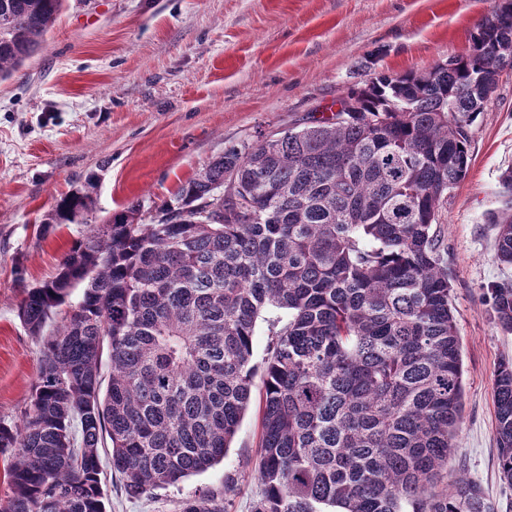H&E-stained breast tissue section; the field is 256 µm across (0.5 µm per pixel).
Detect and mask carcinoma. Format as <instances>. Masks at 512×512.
<instances>
[{
    "mask_svg": "<svg viewBox=\"0 0 512 512\" xmlns=\"http://www.w3.org/2000/svg\"><path fill=\"white\" fill-rule=\"evenodd\" d=\"M62 7L0 0V81ZM500 47L512 0H494L469 54L377 73L340 112L224 149L152 216L138 202L113 213L25 289L18 317L40 362L21 422L0 421V512H107L103 454L131 497L221 462L251 400L257 319L274 309L286 316L268 318L254 512H498L466 475L442 484L464 386L441 225L487 89L512 74ZM95 189L90 176L62 197L38 235L89 210ZM489 223L512 268V213ZM488 294L512 333V282ZM494 401L512 485L510 361ZM231 492L179 512H226Z\"/></svg>",
    "mask_w": 512,
    "mask_h": 512,
    "instance_id": "obj_1",
    "label": "carcinoma"
}]
</instances>
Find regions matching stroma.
Wrapping results in <instances>:
<instances>
[{"instance_id":"1","label":"stroma","mask_w":512,"mask_h":512,"mask_svg":"<svg viewBox=\"0 0 512 512\" xmlns=\"http://www.w3.org/2000/svg\"><path fill=\"white\" fill-rule=\"evenodd\" d=\"M493 0H65L41 50L0 82V421H19L40 345L24 329V289L50 280L92 226L134 202L171 198L230 145L324 112L378 72L423 71L466 54ZM448 201V274L463 361L465 411L449 471H463L512 512L499 470L494 386L512 359L490 285L491 214L512 206V75L500 81ZM97 175L95 204L46 236L57 201ZM259 405L251 403L223 462L152 496L107 484L110 512H177L181 500L234 477L227 512L261 493Z\"/></svg>"}]
</instances>
